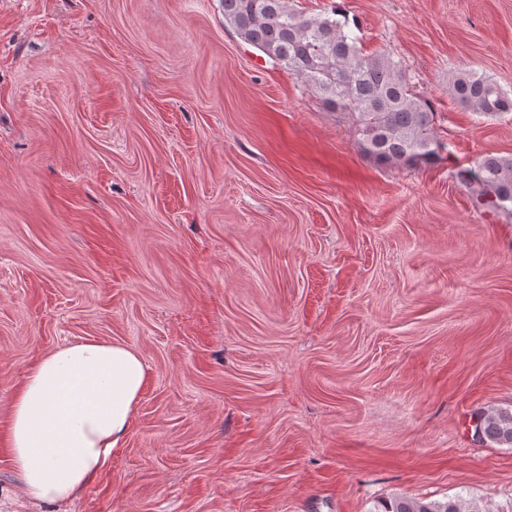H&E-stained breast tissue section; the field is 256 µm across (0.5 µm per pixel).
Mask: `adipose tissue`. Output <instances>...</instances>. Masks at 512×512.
I'll return each mask as SVG.
<instances>
[{
    "label": "adipose tissue",
    "mask_w": 512,
    "mask_h": 512,
    "mask_svg": "<svg viewBox=\"0 0 512 512\" xmlns=\"http://www.w3.org/2000/svg\"><path fill=\"white\" fill-rule=\"evenodd\" d=\"M147 377L141 354L85 341L45 354L10 405V453L26 496H78L126 435Z\"/></svg>",
    "instance_id": "1"
}]
</instances>
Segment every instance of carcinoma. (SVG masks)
<instances>
[{
	"label": "carcinoma",
	"mask_w": 512,
	"mask_h": 512,
	"mask_svg": "<svg viewBox=\"0 0 512 512\" xmlns=\"http://www.w3.org/2000/svg\"><path fill=\"white\" fill-rule=\"evenodd\" d=\"M224 24L245 43L300 78L329 112L352 117L358 143L382 163H432L440 142L430 101L418 96L401 60L388 50L362 51L359 38L336 10L308 15L294 0H222ZM450 94L463 109L486 118L512 112V97L491 78L459 72ZM459 182L479 187L494 210L512 209V157L487 155L474 168L456 171ZM484 441L512 448V409L477 414ZM377 512H476L460 498L445 502L394 497Z\"/></svg>",
	"instance_id": "obj_1"
}]
</instances>
